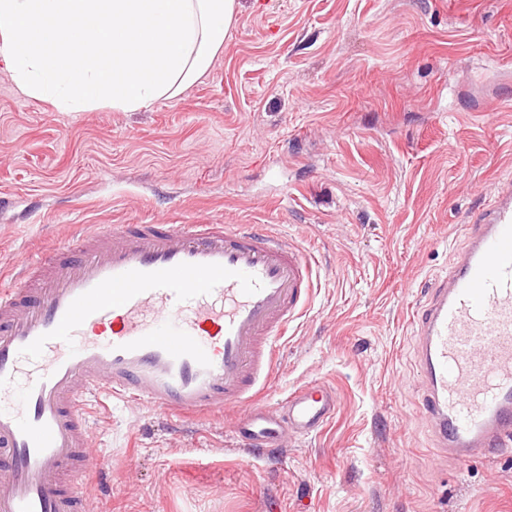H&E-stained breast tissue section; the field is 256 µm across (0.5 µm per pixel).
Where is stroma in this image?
<instances>
[{"instance_id":"obj_1","label":"stroma","mask_w":512,"mask_h":512,"mask_svg":"<svg viewBox=\"0 0 512 512\" xmlns=\"http://www.w3.org/2000/svg\"><path fill=\"white\" fill-rule=\"evenodd\" d=\"M237 2L207 75L137 112L57 111L0 55V270L79 224L263 225L320 269L268 399L320 384L336 414L271 461L238 410L109 400L85 512H512V446L436 450L409 320L512 176V0Z\"/></svg>"}]
</instances>
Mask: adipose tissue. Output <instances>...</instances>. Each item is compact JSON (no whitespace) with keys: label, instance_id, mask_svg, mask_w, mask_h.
Wrapping results in <instances>:
<instances>
[{"label":"adipose tissue","instance_id":"ef3b65f1","mask_svg":"<svg viewBox=\"0 0 512 512\" xmlns=\"http://www.w3.org/2000/svg\"><path fill=\"white\" fill-rule=\"evenodd\" d=\"M237 0H0L17 89L61 112H137L204 77Z\"/></svg>","mask_w":512,"mask_h":512}]
</instances>
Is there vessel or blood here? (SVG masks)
<instances>
[{
    "label": "vessel or blood",
    "mask_w": 512,
    "mask_h": 512,
    "mask_svg": "<svg viewBox=\"0 0 512 512\" xmlns=\"http://www.w3.org/2000/svg\"><path fill=\"white\" fill-rule=\"evenodd\" d=\"M314 264L254 224H92L0 277V512H83L104 393L180 418L243 409L232 433L259 452L323 427L326 387L265 399ZM411 320L438 448L468 461L511 444V177Z\"/></svg>",
    "instance_id": "vessel-or-blood-1"
}]
</instances>
